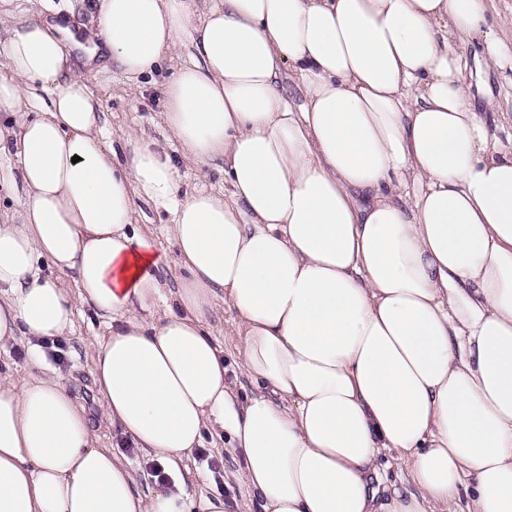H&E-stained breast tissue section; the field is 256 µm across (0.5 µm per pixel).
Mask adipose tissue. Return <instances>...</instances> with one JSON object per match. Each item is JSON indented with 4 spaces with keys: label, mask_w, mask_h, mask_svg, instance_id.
Instances as JSON below:
<instances>
[{
    "label": "adipose tissue",
    "mask_w": 512,
    "mask_h": 512,
    "mask_svg": "<svg viewBox=\"0 0 512 512\" xmlns=\"http://www.w3.org/2000/svg\"><path fill=\"white\" fill-rule=\"evenodd\" d=\"M487 14L101 0V49L129 83L191 49L164 122L185 160H223L224 188L187 193L154 138L101 126L62 20L0 19V154L18 158L0 181L23 190L0 211V348L32 341L31 371L0 363V512H225L180 471L207 433L239 452L248 512H512V146L492 143L454 49L480 34L489 65L512 57ZM143 204L171 214L176 292ZM81 306L104 325L94 414L37 344ZM105 428L171 483L141 490Z\"/></svg>",
    "instance_id": "obj_1"
}]
</instances>
